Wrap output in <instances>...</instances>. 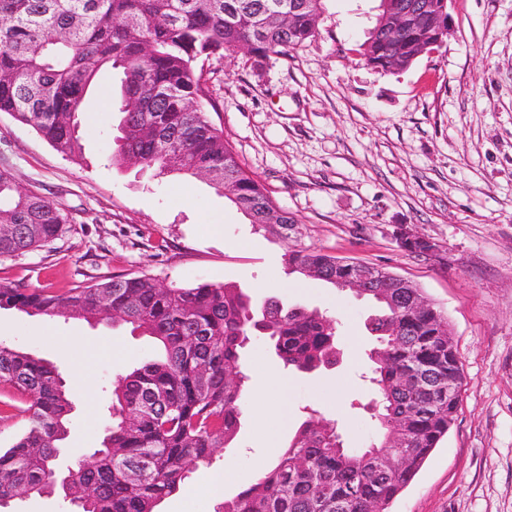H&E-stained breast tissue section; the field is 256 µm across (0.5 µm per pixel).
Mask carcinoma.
I'll list each match as a JSON object with an SVG mask.
<instances>
[{
    "mask_svg": "<svg viewBox=\"0 0 512 512\" xmlns=\"http://www.w3.org/2000/svg\"><path fill=\"white\" fill-rule=\"evenodd\" d=\"M294 2L291 25L271 19L277 0H0V112L28 125L61 155L81 161L78 137L100 77L119 76L112 165L137 160L157 175H204L253 224H292L239 163L204 109L213 88L210 57L246 42L258 58L285 55L315 37L322 0ZM402 0H380L366 65L397 74L448 36L443 0H421L394 29ZM142 103L137 111L126 102ZM72 217L54 199L19 189L0 170V257L56 239ZM293 273L315 268L336 285L348 261L294 249ZM411 288H366L379 305L367 322L374 396L364 405L381 436L367 448L336 444V424L304 421L277 463L218 512H386L455 420L463 368L435 308L411 309ZM66 316L155 339L153 358L112 381L109 424L91 461L60 473L73 400L50 361L0 342V384L26 398L28 423L0 449V510L61 488L74 512H158L241 426L248 381L243 351L259 333L284 368L301 372L336 356V321L279 300H254L234 285L160 288L146 275H120L59 295L0 281V310ZM407 436V447L393 443Z\"/></svg>",
    "mask_w": 512,
    "mask_h": 512,
    "instance_id": "1",
    "label": "carcinoma"
}]
</instances>
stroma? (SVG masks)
<instances>
[{
    "label": "stroma",
    "instance_id": "obj_1",
    "mask_svg": "<svg viewBox=\"0 0 512 512\" xmlns=\"http://www.w3.org/2000/svg\"><path fill=\"white\" fill-rule=\"evenodd\" d=\"M379 0H323L316 36L285 55L230 50L205 63L211 121L242 166L293 219L250 223L208 181L112 167L117 107L89 100L79 130L82 162L0 113V170L20 189L52 197L74 221L54 241L0 259V279L59 294L117 275L167 285L233 282L258 299L327 312L337 320L341 362L285 369L271 343L253 337L248 371L285 379L281 413L246 397L234 442L217 449L159 512H215L212 480L225 463L233 498L273 467L309 416L337 421L346 445L365 448L379 428L363 408L361 374L374 338L366 298L322 281H293L292 248L379 266L416 284L447 318L461 360V403L447 436L387 512H512V0H452L453 32L405 71L365 65L362 45ZM407 226L440 247L439 258L402 249ZM52 361L72 384L75 409L61 465L99 445L109 387L155 353L150 337L62 317L0 310V341ZM27 404L0 385V448L27 424Z\"/></svg>",
    "mask_w": 512,
    "mask_h": 512
}]
</instances>
